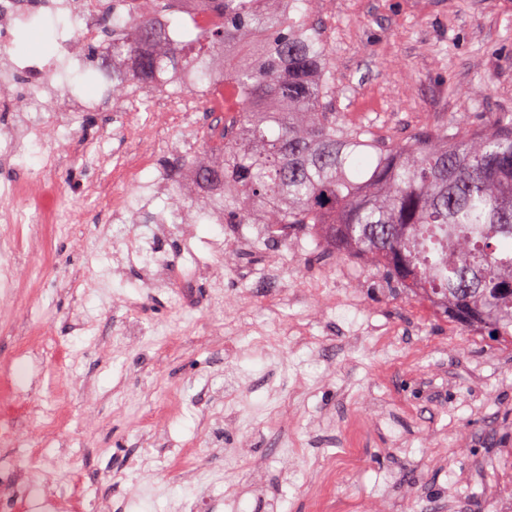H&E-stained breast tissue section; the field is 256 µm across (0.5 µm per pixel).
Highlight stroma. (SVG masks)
<instances>
[{
    "mask_svg": "<svg viewBox=\"0 0 512 512\" xmlns=\"http://www.w3.org/2000/svg\"><path fill=\"white\" fill-rule=\"evenodd\" d=\"M21 0L26 16L10 35L27 60L56 56L70 28L43 6ZM336 64V109L347 126L384 139L494 122L512 113V0H308ZM109 40L85 42L65 75L52 76L85 101L101 89L98 65ZM199 135L179 127L140 174L157 181L182 169L180 207L189 243L164 246L178 286L151 293L137 270H109L113 196H128L112 159L153 139L152 127L123 129L116 112L77 113L67 133L30 135L21 154L0 157V212L27 210L12 184L49 174L50 205L63 222L35 246L28 224L0 223V267L20 265L0 306V457L17 472L44 471L62 487L81 482L82 512H316L309 488L321 461L354 443L361 459L327 493L358 512H512V342L469 335L405 297L382 271L337 255L309 234L273 239L230 214L203 217L216 195L196 186L192 165L209 162ZM221 239L241 241L234 266ZM212 277H193L194 264ZM278 270L273 292L249 282ZM319 272L321 293L304 271ZM188 289L192 309L178 296ZM137 301L146 326L135 348L122 334L118 302ZM236 315L261 347L224 322ZM398 331L389 354L378 332ZM54 402L70 447L51 446L40 408ZM243 406L250 423L229 430L224 410ZM165 414L150 436L140 414ZM297 444L282 455L279 440ZM191 454L194 470L160 467L151 481L133 455ZM240 451L259 472L230 481L225 455Z\"/></svg>",
    "mask_w": 512,
    "mask_h": 512,
    "instance_id": "35a3bbf8",
    "label": "stroma"
}]
</instances>
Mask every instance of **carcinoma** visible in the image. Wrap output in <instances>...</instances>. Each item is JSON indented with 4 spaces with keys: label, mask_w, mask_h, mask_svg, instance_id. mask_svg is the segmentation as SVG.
I'll use <instances>...</instances> for the list:
<instances>
[{
    "label": "carcinoma",
    "mask_w": 512,
    "mask_h": 512,
    "mask_svg": "<svg viewBox=\"0 0 512 512\" xmlns=\"http://www.w3.org/2000/svg\"><path fill=\"white\" fill-rule=\"evenodd\" d=\"M304 0H213L214 20L162 50L176 0H129L112 27V96L159 90L171 76L242 102L212 131L199 183L224 210L279 224L293 238L315 225L323 244L357 256L419 302L481 334L512 340V114L455 132L382 141L336 116V77ZM224 54V74L212 70Z\"/></svg>",
    "instance_id": "carcinoma-1"
}]
</instances>
